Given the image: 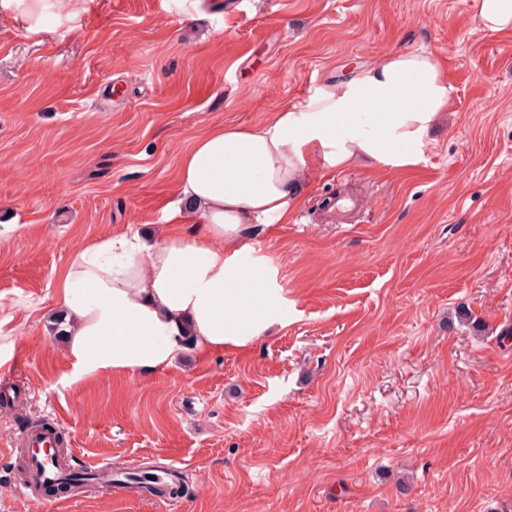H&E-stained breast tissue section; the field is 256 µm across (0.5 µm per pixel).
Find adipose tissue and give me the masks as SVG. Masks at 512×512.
<instances>
[{
  "instance_id": "obj_1",
  "label": "adipose tissue",
  "mask_w": 512,
  "mask_h": 512,
  "mask_svg": "<svg viewBox=\"0 0 512 512\" xmlns=\"http://www.w3.org/2000/svg\"><path fill=\"white\" fill-rule=\"evenodd\" d=\"M452 101L438 58L393 53L341 82H324L264 124L220 126L183 154L181 223L102 238L61 275L65 349L80 375H152L189 350L245 346L269 329L281 290L254 257L246 227L285 224L307 169L415 164Z\"/></svg>"
}]
</instances>
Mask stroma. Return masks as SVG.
Segmentation results:
<instances>
[{
  "mask_svg": "<svg viewBox=\"0 0 512 512\" xmlns=\"http://www.w3.org/2000/svg\"><path fill=\"white\" fill-rule=\"evenodd\" d=\"M472 2L79 0L34 30L0 9V512H512V31ZM418 50L453 87L421 160L312 167L288 223L250 225L285 297L272 331L160 374L75 373L60 272L171 223L197 136ZM38 422L81 465L178 461L182 503L19 496Z\"/></svg>",
  "mask_w": 512,
  "mask_h": 512,
  "instance_id": "stroma-1",
  "label": "stroma"
}]
</instances>
